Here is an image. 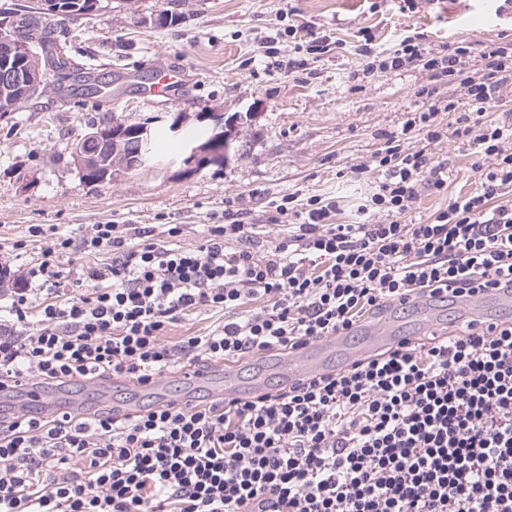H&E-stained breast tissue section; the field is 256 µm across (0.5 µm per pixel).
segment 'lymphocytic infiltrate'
<instances>
[{
	"label": "lymphocytic infiltrate",
	"mask_w": 512,
	"mask_h": 512,
	"mask_svg": "<svg viewBox=\"0 0 512 512\" xmlns=\"http://www.w3.org/2000/svg\"><path fill=\"white\" fill-rule=\"evenodd\" d=\"M362 51L364 77L417 62L464 99L430 103L386 135L358 221L331 223L337 200L315 195L276 205L294 221L263 253L231 210L192 247L174 244V226L164 240L126 224L58 235L35 263L0 264V392L294 355L390 305L512 290V124L484 119L512 88V51L484 43L475 70L468 47L417 34L385 60L371 42ZM414 132L452 135L480 174L422 224L405 218L421 191L447 193L448 174L404 148ZM77 251L108 259L65 296L59 259ZM201 310L226 319L163 343L168 325ZM0 512H512V323L408 341L245 399L0 414Z\"/></svg>",
	"instance_id": "obj_1"
}]
</instances>
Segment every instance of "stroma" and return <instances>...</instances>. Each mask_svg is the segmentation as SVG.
<instances>
[{
  "instance_id": "35a3bbf8",
  "label": "stroma",
  "mask_w": 512,
  "mask_h": 512,
  "mask_svg": "<svg viewBox=\"0 0 512 512\" xmlns=\"http://www.w3.org/2000/svg\"><path fill=\"white\" fill-rule=\"evenodd\" d=\"M162 13L176 15V23L159 25ZM313 31L329 36L324 53L307 54ZM416 32L435 49L469 42V64L477 69L482 43L512 41V11H499L496 0H420L413 12L401 9L400 0H99L90 15L59 18L57 41L106 91L90 95L82 78L67 79L0 122V252L23 242L18 262L24 265L52 233L87 232L95 224L158 232L175 224L177 244L194 246L206 225L223 223L229 201L245 211L254 226L252 244L263 250L278 233L269 222L272 204L291 193L302 203L313 195L339 197L337 223L355 220L375 186L370 165L381 134L400 132L429 101L443 105L461 95L457 86L430 82L415 64L354 80L364 63L357 51L364 35L388 52ZM301 58L307 70L288 72L289 60ZM172 68L184 72L173 93H146ZM429 84L432 99L418 97ZM208 112L223 114L231 142L222 165L186 170L182 142L172 137L156 167L108 182H86L73 162L72 142L101 116L141 123L177 116L194 137ZM406 146L427 149L432 162L447 167V195L474 188L478 174L469 147L452 138L429 145L420 133ZM360 165L365 173H357ZM447 195L422 192L413 222L445 207ZM34 225L42 227L41 236H31ZM486 317L512 321V303L487 297L463 309L449 302L390 306L360 327L387 326L423 339L434 329L450 332ZM294 366L286 356L268 354L231 370L241 386L276 390ZM62 398L74 408L100 410L139 407L154 396L116 381L75 384Z\"/></svg>"
}]
</instances>
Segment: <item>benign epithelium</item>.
Wrapping results in <instances>:
<instances>
[{"label":"benign epithelium","instance_id":"benign-epithelium-1","mask_svg":"<svg viewBox=\"0 0 512 512\" xmlns=\"http://www.w3.org/2000/svg\"><path fill=\"white\" fill-rule=\"evenodd\" d=\"M24 49L13 36L0 37V121L8 118L13 110L12 100L22 95L31 100L37 96L44 83L45 73L38 67L29 63V57L22 56ZM208 119L214 122V128L205 141L183 137V122L176 118L168 126L171 136L183 141L184 156L182 163L191 169L204 151L211 148V143L224 136V117L219 113H211ZM107 140L103 139L95 130H90L78 145L74 147V154L79 169L86 174L91 170L99 171V180L108 181L109 169L105 167L103 153L106 150ZM151 132L143 127L137 133V139L131 148V157L134 165L145 166L151 153Z\"/></svg>","mask_w":512,"mask_h":512}]
</instances>
